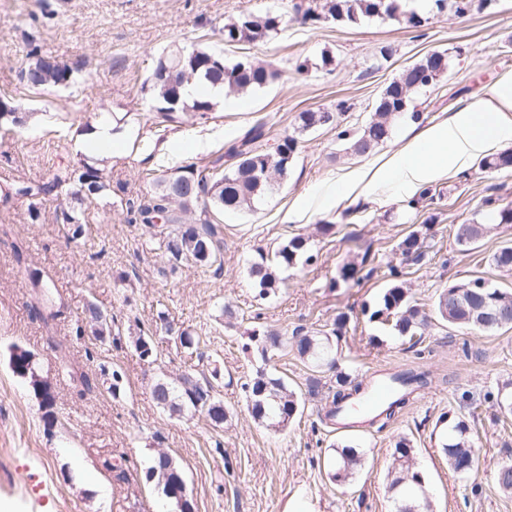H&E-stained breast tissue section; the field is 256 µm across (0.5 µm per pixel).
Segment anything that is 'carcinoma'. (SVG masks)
Masks as SVG:
<instances>
[{
	"label": "carcinoma",
	"mask_w": 512,
	"mask_h": 512,
	"mask_svg": "<svg viewBox=\"0 0 512 512\" xmlns=\"http://www.w3.org/2000/svg\"><path fill=\"white\" fill-rule=\"evenodd\" d=\"M493 0H432L430 11L442 13L451 10L455 15L464 17L474 7L481 9L492 5ZM294 10L302 14V20L313 24L332 20L346 26H355L365 20L380 18L405 23L409 28H419L426 18L413 10H406L403 0H300L294 4ZM283 23L281 15L267 11L242 14L224 24L222 35L226 43L263 42L278 33ZM30 46L28 60L23 66L21 79L34 89L48 86L68 87L75 83L84 68V62L77 60L70 64L47 63L48 56L41 54L37 45V36L27 33ZM202 59L193 77H188L186 69L172 61H166L167 70L162 79L152 82V90L159 109L169 106V100H177L175 109L191 118H204L213 108V103L205 96L187 99L186 87L197 83L212 86L222 85L229 93H247L260 89L279 79L281 73L270 65H260L248 60L233 63L224 61V56L201 49ZM448 56L443 51L427 54L421 60L407 66L384 88L373 106L370 119L358 128L340 124L338 119L328 120L334 112H345L347 106L340 103L336 111L301 112L296 118L294 134L280 139L271 147L261 144L265 136L264 125L250 128L242 138L228 149L227 154L234 159L232 166L220 171L213 169H192L184 174L183 189L171 187L170 179L161 177L151 196L139 204L133 211L130 223L141 224L144 231L162 237L161 246L168 261L173 264L183 262L221 270V255L224 249V229L217 215L224 212L246 211L254 207L256 201L274 186V180L288 175L299 150L298 135L319 127L336 130V139L354 154H364L373 147L390 139L395 121L406 117L417 121L421 112L416 109L412 95L430 89L447 72L449 63H441V57ZM488 169L512 168V151L494 154L482 161ZM75 184L91 195L105 194L110 184L102 176V170L81 160L66 167L53 181L38 185H26L16 188L22 195L47 199L59 185ZM62 224L65 234L71 239H79L85 234L81 223L80 211L73 208L62 211ZM486 225L474 222L459 225L456 240L461 246H469L484 233ZM426 234L411 232L400 244L401 265L418 262L424 255L423 244ZM308 239L295 235L274 253L262 259L250 268V274L258 290V296L267 299L278 293L281 279L276 270L288 269L300 262H312ZM367 257L356 264L348 262L340 269L344 282L359 283L361 271L365 268ZM492 262L500 270L512 271V244L501 245L493 254ZM389 285L382 291L377 304L366 310L369 321L387 325L396 335L413 340L427 326L429 315L409 295L404 287L403 272L396 266L387 269ZM478 278L456 281L448 284L440 292L434 306L436 317L450 325L462 328H474L483 332H493L512 327V292L508 293L494 285L480 290L476 284ZM472 291L486 295L498 301L501 309L500 320L478 325L470 310H464L453 304L454 296L459 292ZM85 324L93 335L101 338L112 333L111 320L97 306L90 304L85 310ZM293 349L303 360L314 366L336 368L338 348L329 336H318L302 327L293 330L288 338L278 333H267L261 337L257 350L260 355L278 353ZM9 366L12 373L29 382L35 396L40 399L45 429L53 428V422L59 421L54 411L55 396L49 383L42 379L34 361V354L20 346L10 351ZM391 380L398 386V395L378 415L370 420L391 419L396 410L405 407L417 391L428 385V376L416 369L398 370L392 373ZM248 393V408L255 420L271 430H282L292 423L300 413L302 398L288 386L282 377L257 375L244 384ZM365 384L352 381L348 375L336 373V391L325 413L328 421H333L336 406L350 401L360 393ZM156 405L173 413L186 409L204 412L211 422L218 426L227 419V411L221 400L214 395L210 381L202 383L185 376L181 386L158 383L152 390ZM441 449L448 460L449 467L459 475L471 474L475 453L472 429L469 423L458 421L453 424L451 433L441 440ZM414 448L409 440L399 439L395 444L392 470L393 478L389 489L393 493L394 512H431L428 499L420 496L418 485L425 483L421 471L413 462ZM362 464L360 451L351 445H331L327 460L330 479L340 484L349 483ZM147 477L157 480L163 494L174 501L179 512H193V504L188 499L186 484L180 469L166 453L153 458ZM498 488L512 494V462H502L496 472Z\"/></svg>",
	"instance_id": "carcinoma-1"
}]
</instances>
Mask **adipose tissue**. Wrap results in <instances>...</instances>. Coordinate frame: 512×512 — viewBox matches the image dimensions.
I'll list each match as a JSON object with an SVG mask.
<instances>
[{"mask_svg": "<svg viewBox=\"0 0 512 512\" xmlns=\"http://www.w3.org/2000/svg\"><path fill=\"white\" fill-rule=\"evenodd\" d=\"M512 147V72L503 75L476 101L445 113L400 146L367 165L325 182L316 196L297 201L287 220L309 211H327L340 203L384 205L393 196L412 200L440 179L470 169L491 154Z\"/></svg>", "mask_w": 512, "mask_h": 512, "instance_id": "obj_1", "label": "adipose tissue"}]
</instances>
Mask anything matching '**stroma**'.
Returning a JSON list of instances; mask_svg holds the SVG:
<instances>
[{
    "label": "stroma",
    "instance_id": "1",
    "mask_svg": "<svg viewBox=\"0 0 512 512\" xmlns=\"http://www.w3.org/2000/svg\"><path fill=\"white\" fill-rule=\"evenodd\" d=\"M295 0H0V96L17 107L22 125L0 131V506L7 512H177L147 470L159 452L182 470L195 512H283L296 498L313 512H393L388 471L395 443L414 446L434 512H512V495L499 491L493 474L512 459V417L491 400L512 380V329L469 333L431 322L417 345L365 313L385 288L382 271L399 264L400 242L432 222L426 256L407 268V286L419 303L433 305L448 281L482 277L512 291V272L491 257L512 241V224H496L484 205L512 207V170L479 167L432 185V203L419 209L395 200L383 207L341 205L287 223L283 216L300 196H312L326 180L368 162L347 152L334 130L301 138L287 177L253 211L222 219L221 271L171 265L157 238L130 223L129 211L155 188L157 177L195 164L227 167L231 144L256 124L269 143L291 134L299 113L349 105L343 124L358 127L371 115L385 85L405 67L435 50L448 51L450 66L439 84L416 94L423 120L472 102L512 71V0L463 18L445 12L413 29L374 18L358 26L315 25L297 18ZM281 14L277 35L252 44H225L220 29L246 11ZM36 30L42 53L84 63V83L32 89L19 78L26 62L27 30ZM392 49L382 58L381 47ZM223 52L226 61L271 64L281 76L244 94L238 107L216 101L207 118L157 112L148 83L155 56L175 48ZM330 53L333 70L317 68ZM314 66L299 74L295 63ZM123 117L137 137L122 157L105 162L112 191L82 205L85 235L67 240L61 212L68 190L43 202L13 194L16 184L52 181L58 169L82 159L76 136L104 116ZM215 133L208 150L193 151L196 136ZM174 151L158 159L160 146ZM38 219H30L31 209ZM485 223L488 231L469 250L455 241L458 225ZM330 225L321 233L320 225ZM308 238L314 260L281 270V291L258 299L252 263L271 256L295 235ZM370 254L376 270L360 283L339 280L341 266ZM51 279L55 302L38 301L34 276ZM112 318V334L78 333L87 305ZM346 314L338 369L319 373L296 353L262 360L244 350L252 331L296 327L331 331ZM186 329L207 344L203 358L189 357L169 335ZM151 336L156 361L141 359L139 332ZM34 353L53 385L62 421L47 432L39 401L9 367L12 346ZM71 366L84 381L63 371ZM428 372L430 384L383 428L351 436L329 431L322 408L337 372L365 380L377 370ZM285 376L304 408L287 429L273 431L247 409L245 382L258 371ZM212 379L228 418L213 425L204 413H172L152 399L155 384L180 377ZM475 420L476 471L458 477L438 440L443 424ZM350 439L363 453L354 480L328 476L330 444Z\"/></svg>",
    "mask_w": 512,
    "mask_h": 512
}]
</instances>
